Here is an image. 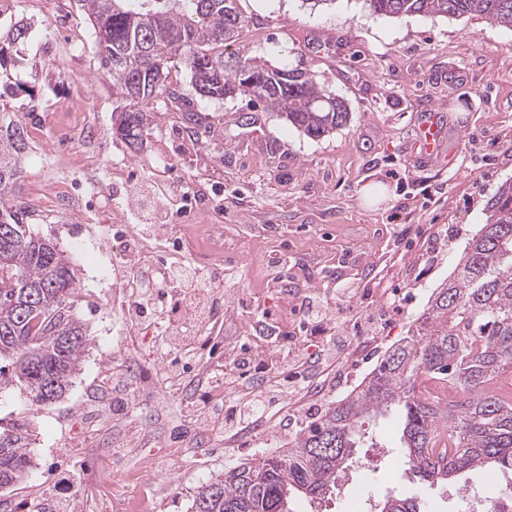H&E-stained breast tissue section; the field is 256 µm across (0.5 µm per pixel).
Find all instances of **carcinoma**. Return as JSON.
<instances>
[{"mask_svg":"<svg viewBox=\"0 0 512 512\" xmlns=\"http://www.w3.org/2000/svg\"><path fill=\"white\" fill-rule=\"evenodd\" d=\"M94 29L101 66L112 85L136 108L121 112L112 129L130 146L139 144L145 115L137 105L163 93L186 106L185 121L201 125L191 100L247 98L283 118L311 139L346 125L344 102L315 77L255 58L230 65L224 47L236 42L245 20L237 0H78ZM380 16H482L512 27V0H366ZM32 26L22 20L0 30V386L24 390L48 405L68 389L89 345L88 329L74 310L77 273L64 251L34 235L28 210L6 198L28 153L25 127L7 103L33 88L20 75V55ZM190 71L189 93L168 90L170 63ZM250 69L248 83L240 70ZM512 370V180L488 203L486 223L468 239L453 272L431 294L427 307L374 369L345 397L278 451L229 466L202 484L192 512H291L302 496L323 500L349 468L364 425L399 415L404 470L430 487L445 486L465 471H512V395L494 381ZM437 379L467 397L446 403L417 392ZM31 418L0 425V489L29 470ZM375 512H421L415 497L386 495Z\"/></svg>","mask_w":512,"mask_h":512,"instance_id":"obj_1","label":"carcinoma"}]
</instances>
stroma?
Masks as SVG:
<instances>
[{"instance_id": "1", "label": "stroma", "mask_w": 512, "mask_h": 512, "mask_svg": "<svg viewBox=\"0 0 512 512\" xmlns=\"http://www.w3.org/2000/svg\"><path fill=\"white\" fill-rule=\"evenodd\" d=\"M237 6L245 27L225 59L260 57L313 74L347 104V125L314 140L262 105L227 99L198 104L205 124L195 133L183 103L162 97L145 105L144 143L133 150L112 133V114L126 102L100 66L78 0H0L1 27L21 19L32 26L23 53L36 108L7 109L43 134L31 140L11 195L26 201L35 184L59 176L82 196V212L66 221L44 210L29 224L67 251L77 271L75 311L90 330L69 390L36 415L29 474L0 489V512H110L100 481L132 472L163 483L156 512H189L212 475L288 442L371 372L451 274L498 187L512 180V29L480 16L392 19L364 0ZM434 111L445 116L453 152L429 162L415 129ZM85 152L102 159L96 179L79 164ZM157 184L166 190L164 222L188 235L198 224L224 227L220 268L202 238L190 255L174 238L155 255L168 264L189 258L202 279L223 283L211 325L186 352L163 343L175 298L137 320L121 312L126 266L118 257L142 224L139 194ZM376 279L404 306L376 336L353 335L340 377L271 410L263 427L225 433L224 417L243 395L215 398L200 363L220 369L229 352L305 338L304 297L332 301L347 283L361 288L347 317L359 322L383 303ZM368 430L354 456L373 458L376 496L392 491L418 497L427 512H454V496L476 492L485 500L478 512H492L512 483L508 472L473 471L429 489L403 470L395 418Z\"/></svg>"}]
</instances>
